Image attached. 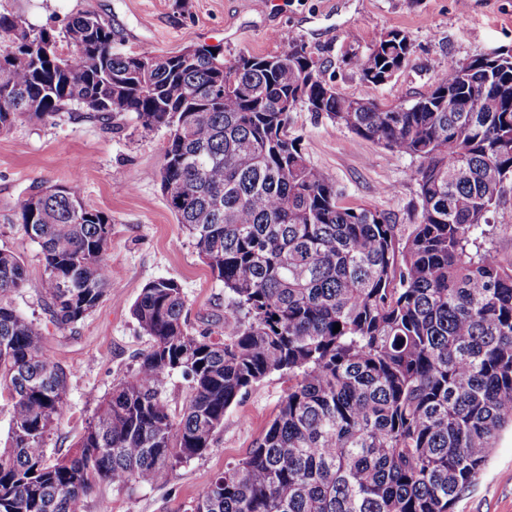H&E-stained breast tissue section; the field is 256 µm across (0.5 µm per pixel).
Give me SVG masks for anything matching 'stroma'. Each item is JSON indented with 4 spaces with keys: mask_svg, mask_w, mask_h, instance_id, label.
<instances>
[{
    "mask_svg": "<svg viewBox=\"0 0 512 512\" xmlns=\"http://www.w3.org/2000/svg\"><path fill=\"white\" fill-rule=\"evenodd\" d=\"M0 12L64 31L83 12L112 26V49L168 54L191 45L220 49L225 61L303 46L324 61L323 78L343 95L384 107L407 106L428 94L449 59L512 48V0H0ZM399 30L414 45L410 64L388 83L366 82L351 63L386 32ZM289 134L307 161L336 181L346 205L391 214L414 223L419 211L411 178L416 162L358 137L325 116L300 108ZM167 132L146 129L134 114L111 121L61 115L18 121L0 135V248L20 254L25 282L11 302L41 324L44 345L69 374V411L45 441L57 458L80 438L100 401L137 367L150 339L131 307L142 287L176 279L186 296L193 330L221 331L230 300L201 261L192 239L168 209L159 171ZM77 179L85 203L112 218L106 263L112 296L82 321L57 328L40 301L45 266L40 246L17 222L18 205L40 182ZM287 378L271 374L224 415L213 445L183 463L164 486L112 485L93 489L81 512H186L211 477L246 456L277 412ZM454 512H512V431L504 430L474 485Z\"/></svg>",
    "mask_w": 512,
    "mask_h": 512,
    "instance_id": "35a3bbf8",
    "label": "stroma"
}]
</instances>
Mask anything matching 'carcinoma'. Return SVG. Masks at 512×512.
<instances>
[{"label":"carcinoma","mask_w":512,"mask_h":512,"mask_svg":"<svg viewBox=\"0 0 512 512\" xmlns=\"http://www.w3.org/2000/svg\"><path fill=\"white\" fill-rule=\"evenodd\" d=\"M388 35L355 60L373 85L411 61L408 38ZM63 38L81 49L53 62L21 50L9 59L0 38V131L77 111L165 128L166 203L230 305L224 330L196 334L180 284L146 283L132 315L149 349L74 448L51 459L45 439L68 411V373L40 325L6 302L25 270L0 249V398L11 417L0 512H80L104 484L171 483L275 372L288 376L276 416L189 512H452L512 428V263L489 221L512 178V55L466 68L450 59L430 93L385 108L338 93L293 42L229 63L201 45L190 61L176 52L141 68L112 52V27L93 13ZM299 106L417 160V221L345 205L288 134ZM18 221L41 247L46 312L60 328L76 324L110 292L112 217L73 179L35 187ZM174 373L186 385L179 407L166 394Z\"/></svg>","instance_id":"1"}]
</instances>
